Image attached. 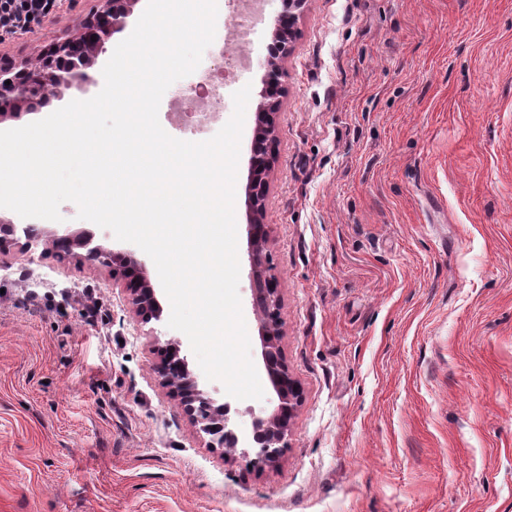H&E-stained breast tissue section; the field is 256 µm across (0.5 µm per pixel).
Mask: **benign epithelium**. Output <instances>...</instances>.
I'll use <instances>...</instances> for the list:
<instances>
[{
  "instance_id": "obj_1",
  "label": "benign epithelium",
  "mask_w": 512,
  "mask_h": 512,
  "mask_svg": "<svg viewBox=\"0 0 512 512\" xmlns=\"http://www.w3.org/2000/svg\"><path fill=\"white\" fill-rule=\"evenodd\" d=\"M99 7L91 10L81 30L73 37L54 45L45 53L21 61L0 60V124L23 114L37 112L44 105L46 94L57 96L64 89L80 85L88 79L87 69L107 52L111 36L122 30L141 0H98ZM307 0H283V11L272 31L264 86L255 112L250 179L246 186L249 204L248 253L251 266V306L259 322L261 359L266 376L275 393L276 405L266 416L252 421L249 440L251 451L243 452L249 464L257 469L279 464L284 448L288 447V432L292 418L301 402L298 382L285 362L281 339L280 289L276 278L268 273L266 248L268 226L263 216L269 178L273 169L271 146L276 138L277 119L282 94L281 60L288 54L296 35V23ZM96 40H91V37ZM60 257L74 256L84 249L83 258L112 267V280L126 293L128 304L145 323L162 318L161 307L149 278L144 260L134 252H115L101 245H92V237L84 232L55 234L46 243ZM161 383L179 398L184 411L213 437L211 446L224 449V455H235L239 438L230 424V404L215 400L198 389L186 356L181 354L178 341L162 346V355L153 367Z\"/></svg>"
}]
</instances>
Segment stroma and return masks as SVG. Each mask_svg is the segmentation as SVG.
<instances>
[{"mask_svg":"<svg viewBox=\"0 0 512 512\" xmlns=\"http://www.w3.org/2000/svg\"><path fill=\"white\" fill-rule=\"evenodd\" d=\"M95 0H55L0 40L33 58ZM282 0L244 45L204 51L250 86L235 200L238 292L252 360L243 188ZM265 204L282 348L302 403L281 465L225 461L152 370L176 332L142 323L111 268L14 245L0 254V512H512V0H308ZM50 98L43 119L95 96ZM66 202L42 232L110 230ZM240 438L275 406L229 399Z\"/></svg>","mask_w":512,"mask_h":512,"instance_id":"35a3bbf8","label":"stroma"}]
</instances>
